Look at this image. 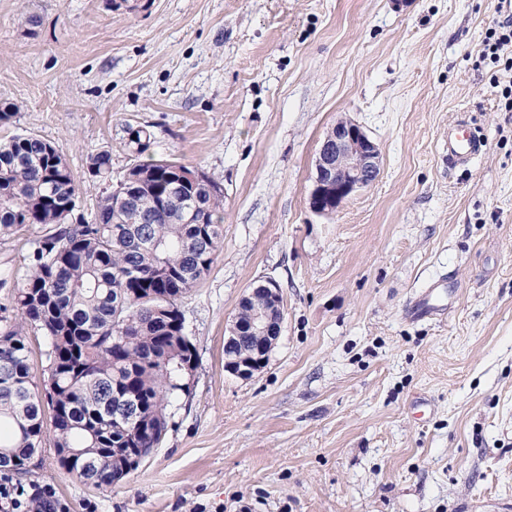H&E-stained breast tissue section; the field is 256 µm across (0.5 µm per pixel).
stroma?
I'll list each match as a JSON object with an SVG mask.
<instances>
[{"label":"stroma","instance_id":"1","mask_svg":"<svg viewBox=\"0 0 512 512\" xmlns=\"http://www.w3.org/2000/svg\"><path fill=\"white\" fill-rule=\"evenodd\" d=\"M497 0H0V139L32 132L66 159L90 211L89 154H151L218 178L224 249L181 301L197 356L166 437L119 487L33 460L64 512H512V112L478 64ZM341 117L381 173L335 212L309 206ZM485 141L465 170L448 127ZM35 228L0 239V303ZM447 278L445 321L410 301ZM275 280L266 366L224 368L253 285ZM136 135V139H133ZM126 145L131 152L140 158L149 150L151 145V133L145 126H136L127 128V141Z\"/></svg>","mask_w":512,"mask_h":512}]
</instances>
